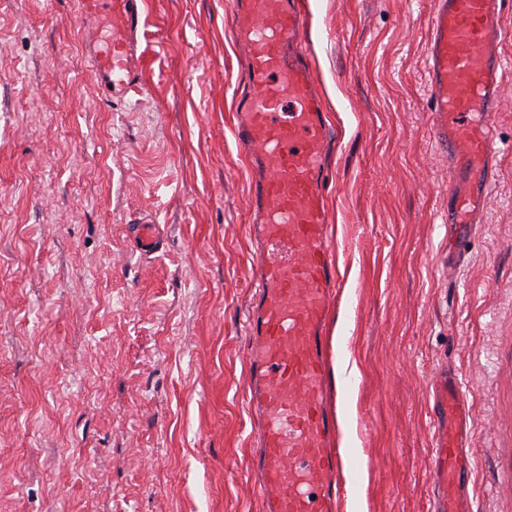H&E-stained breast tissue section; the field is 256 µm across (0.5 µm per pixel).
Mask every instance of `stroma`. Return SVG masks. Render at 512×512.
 Segmentation results:
<instances>
[{"instance_id":"stroma-1","label":"stroma","mask_w":512,"mask_h":512,"mask_svg":"<svg viewBox=\"0 0 512 512\" xmlns=\"http://www.w3.org/2000/svg\"><path fill=\"white\" fill-rule=\"evenodd\" d=\"M142 90L99 102L69 0H0V512H259L245 321L251 207L228 0H146ZM337 131L329 343L351 401L342 512H430L431 383L470 409L473 512H512V37L491 194L448 222L426 122L434 0H306ZM164 232L155 254L131 220ZM128 233L133 238L138 249L145 254H154L163 247V236L158 224L152 220L138 219L128 224Z\"/></svg>"}]
</instances>
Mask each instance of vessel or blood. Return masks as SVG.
I'll return each instance as SVG.
<instances>
[{
	"instance_id": "1",
	"label": "vessel or blood",
	"mask_w": 512,
	"mask_h": 512,
	"mask_svg": "<svg viewBox=\"0 0 512 512\" xmlns=\"http://www.w3.org/2000/svg\"><path fill=\"white\" fill-rule=\"evenodd\" d=\"M108 22L112 38L93 46L89 67L107 107L139 91L137 35L144 0H71ZM505 0H435L428 47L427 122L454 171L448 221L478 223L498 154L490 133L505 69ZM229 37L245 53L250 93L232 113V134L251 176L250 226L260 255L246 318L248 409L258 422L251 450L253 494L262 512H340L347 495L327 406L335 379L325 323L339 287L327 205L329 147L335 140L311 65L302 54V0H231ZM138 249L159 252L148 219L128 226ZM431 413L434 465L442 492L432 512H469L472 471L463 439L466 404L455 377L436 376Z\"/></svg>"
}]
</instances>
